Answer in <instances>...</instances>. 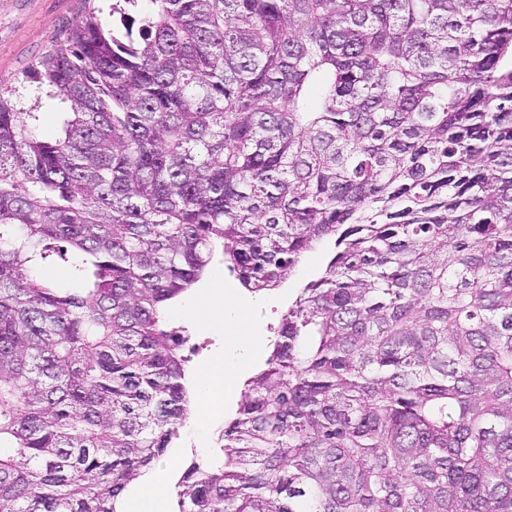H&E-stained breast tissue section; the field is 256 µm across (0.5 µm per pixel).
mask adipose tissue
Instances as JSON below:
<instances>
[{"label":"adipose tissue","mask_w":512,"mask_h":512,"mask_svg":"<svg viewBox=\"0 0 512 512\" xmlns=\"http://www.w3.org/2000/svg\"><path fill=\"white\" fill-rule=\"evenodd\" d=\"M188 308L196 317L208 321L218 318L220 325L229 339L232 359L242 360L250 357L255 348L256 341L241 329L243 314L240 308L226 305L221 298H213L209 304H201L196 300H189ZM231 361L216 359L207 369L202 371L195 380L197 393L200 397L198 409L199 418H207L210 414V403L214 395L224 388V376L231 370Z\"/></svg>","instance_id":"ef3b65f1"}]
</instances>
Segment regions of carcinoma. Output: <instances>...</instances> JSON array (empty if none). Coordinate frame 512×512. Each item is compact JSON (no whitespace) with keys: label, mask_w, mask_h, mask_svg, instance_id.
Here are the masks:
<instances>
[{"label":"carcinoma","mask_w":512,"mask_h":512,"mask_svg":"<svg viewBox=\"0 0 512 512\" xmlns=\"http://www.w3.org/2000/svg\"><path fill=\"white\" fill-rule=\"evenodd\" d=\"M83 5L60 127L0 96V512H124L191 407L167 307L323 240L174 512H512V0Z\"/></svg>","instance_id":"cac0c4a2"}]
</instances>
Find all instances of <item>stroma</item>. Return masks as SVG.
<instances>
[{"label":"stroma","mask_w":512,"mask_h":512,"mask_svg":"<svg viewBox=\"0 0 512 512\" xmlns=\"http://www.w3.org/2000/svg\"><path fill=\"white\" fill-rule=\"evenodd\" d=\"M79 10L80 0H0V94L24 111L35 113L38 126L44 131L52 130L64 106L59 99L39 89L36 82L26 79L24 73L33 59L50 46L60 28L76 18ZM330 248V242L316 243L304 254L289 280L272 291L248 292L231 272L225 273L222 281L207 277L196 285L195 297L220 295L241 308L243 327L257 339L259 349L252 358L237 363L233 384L224 390L223 412L211 414L204 423L187 418L179 429L177 449L157 460L152 466L153 473L171 478L191 459H215V441L225 417L233 415L241 403L246 380L264 367L270 354L269 341L289 300L297 288L324 267ZM168 317L173 325L187 327L191 334L186 344L190 351L189 372L208 367L217 356L225 353L223 328L186 316L179 303L170 307Z\"/></svg>","instance_id":"obj_1"}]
</instances>
